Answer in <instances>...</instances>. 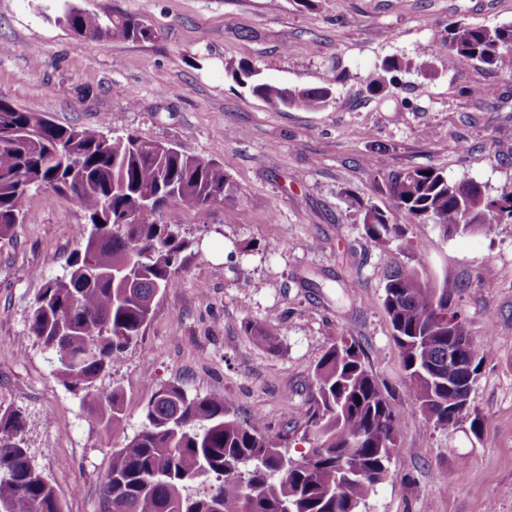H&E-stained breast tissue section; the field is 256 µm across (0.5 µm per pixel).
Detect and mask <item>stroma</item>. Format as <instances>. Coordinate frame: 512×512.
I'll return each instance as SVG.
<instances>
[{
  "mask_svg": "<svg viewBox=\"0 0 512 512\" xmlns=\"http://www.w3.org/2000/svg\"><path fill=\"white\" fill-rule=\"evenodd\" d=\"M137 16L154 40L93 41L44 14L46 0H0V96L63 125L133 132L220 162L241 189L231 202L184 211L192 254L176 288L101 390L119 385L126 429L96 423L92 399L65 386L29 331L44 284L66 272L85 225L72 199L31 190L34 223L0 241V406L25 417V445L63 512H99L113 449L140 430L163 385L231 398L240 420L260 419L301 459L313 370L340 338L355 339L391 397L398 447L368 512H512V223L442 237L393 216L417 254L379 246L353 205L385 206L383 176L430 167L467 176L491 195L512 191V78L478 62L448 66L449 23H512V0H73ZM427 70L369 90L391 57ZM249 62L275 85L333 81L322 111L270 110L227 73ZM490 86L493 99L471 95ZM418 266L447 289L484 346L471 401L481 430L455 431L411 415L400 349L382 308L384 275ZM276 323V347L246 324ZM462 475L449 487L438 471Z\"/></svg>",
  "mask_w": 512,
  "mask_h": 512,
  "instance_id": "35a3bbf8",
  "label": "stroma"
}]
</instances>
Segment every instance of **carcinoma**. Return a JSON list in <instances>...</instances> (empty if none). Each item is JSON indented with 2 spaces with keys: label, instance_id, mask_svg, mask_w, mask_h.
<instances>
[{
  "label": "carcinoma",
  "instance_id": "1",
  "mask_svg": "<svg viewBox=\"0 0 512 512\" xmlns=\"http://www.w3.org/2000/svg\"><path fill=\"white\" fill-rule=\"evenodd\" d=\"M68 24L107 38L152 39V27L130 15L64 9ZM477 61L512 74V24L448 25V68ZM416 68L410 59H385L369 83L381 92L397 74ZM233 80L270 109H324L331 85L276 86L257 78L246 61L229 65ZM392 209L355 201L367 239L415 248L392 211L433 224L443 235L491 230L512 221V192L491 197L472 179L416 168L385 177ZM33 188L75 199L87 224L82 248L65 275L49 280L36 297L30 332L54 354L64 385L94 393L95 382L119 364L152 317L157 295L176 287L191 243L181 233L184 209L207 207L239 196L224 166L162 149L136 134L110 135L65 126L0 97V239L15 225L30 223L25 201ZM476 227L460 225L465 217ZM382 307L400 348L413 395V414L453 431L469 419L468 405L448 403V329L470 337L448 291L420 280L413 267L385 274ZM265 347L276 346L279 329L266 322L246 325ZM315 405L307 409L312 442L291 463L281 442L259 423L240 421L222 396L191 397L179 385L161 387L150 399L140 431L112 451L102 479L99 512H367L389 472L397 448L395 416L365 353L345 338L323 354L314 370ZM99 423L112 434L125 428L123 391L115 385L97 395ZM25 419L0 408V508L13 512H63L54 487L33 465L24 445ZM345 459L346 469L337 460Z\"/></svg>",
  "mask_w": 512,
  "mask_h": 512
}]
</instances>
